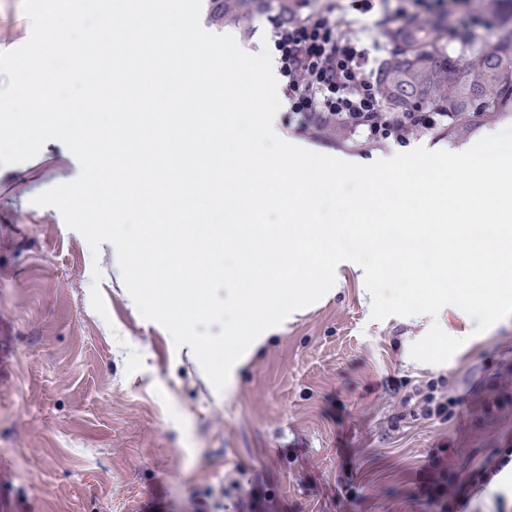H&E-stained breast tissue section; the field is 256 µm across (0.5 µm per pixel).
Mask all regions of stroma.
Here are the masks:
<instances>
[{
  "instance_id": "stroma-1",
  "label": "stroma",
  "mask_w": 512,
  "mask_h": 512,
  "mask_svg": "<svg viewBox=\"0 0 512 512\" xmlns=\"http://www.w3.org/2000/svg\"><path fill=\"white\" fill-rule=\"evenodd\" d=\"M440 28L436 0H303L299 16L349 20L388 53L400 6ZM277 9L226 23L202 0L200 23L247 52L272 42ZM22 0H0V51L22 46ZM308 150L373 159L417 147L453 150L512 125L481 114L469 131L413 132L405 144L358 145L341 131L297 133ZM58 140L33 159L0 166V512H237L262 482L278 512H444L435 491L468 500L465 512H512V485L476 489L469 474L512 448V316L483 333L454 306L437 317L371 318L356 263L331 290L289 315L216 390L188 346H175L129 294L111 243L91 251L38 194L77 178ZM101 279H93V268ZM99 288L107 308L91 304ZM455 399L451 417L424 418V394Z\"/></svg>"
}]
</instances>
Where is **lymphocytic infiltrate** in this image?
Listing matches in <instances>:
<instances>
[{
	"label": "lymphocytic infiltrate",
	"mask_w": 512,
	"mask_h": 512,
	"mask_svg": "<svg viewBox=\"0 0 512 512\" xmlns=\"http://www.w3.org/2000/svg\"><path fill=\"white\" fill-rule=\"evenodd\" d=\"M342 20L308 15L276 25L274 48L298 130L334 126L363 142H405L416 130L447 125V113L384 112L369 53L359 37L342 35Z\"/></svg>",
	"instance_id": "f902f5d3"
}]
</instances>
